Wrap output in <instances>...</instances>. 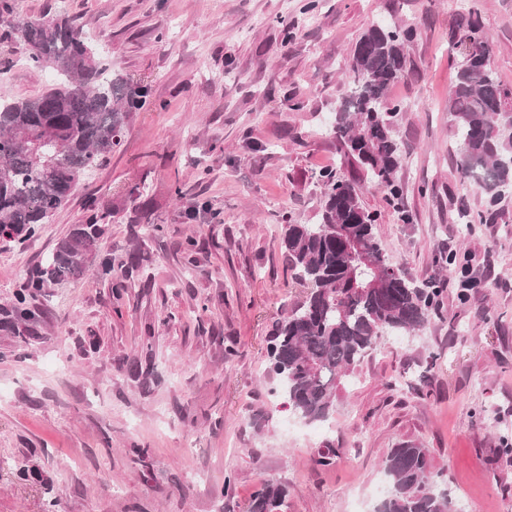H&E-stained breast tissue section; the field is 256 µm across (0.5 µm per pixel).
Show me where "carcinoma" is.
I'll use <instances>...</instances> for the list:
<instances>
[{"label": "carcinoma", "mask_w": 512, "mask_h": 512, "mask_svg": "<svg viewBox=\"0 0 512 512\" xmlns=\"http://www.w3.org/2000/svg\"><path fill=\"white\" fill-rule=\"evenodd\" d=\"M478 0L459 16L465 30L461 61L448 90V115L457 143L463 185L487 199V214L458 210L461 231L495 219L493 207L512 188V86L500 81L487 59L492 45L481 33ZM14 38L27 62L50 70L53 84L41 95L0 100V239L22 244L69 201L80 181L119 146L130 114L142 109L148 89L112 76L111 65L65 15L15 17ZM414 30L387 19L358 38L349 79L329 133L344 160L369 181L397 196L405 157L396 124L402 106L388 89L407 76L406 46ZM323 199L315 224L284 227L282 247L305 300L288 310L268 347L276 391L294 415L313 424L336 407L343 377L392 336L418 335L438 310L446 278L417 282L392 266L380 249L376 220L362 205L360 184L334 171L318 174ZM95 217L75 224L40 263L30 288L16 294L12 317L33 319L31 291L76 280L100 268ZM372 280L378 286L370 288ZM388 491L373 512H461L436 469L430 450L410 441L390 449L383 466ZM287 490L263 485L248 512H280Z\"/></svg>", "instance_id": "1"}]
</instances>
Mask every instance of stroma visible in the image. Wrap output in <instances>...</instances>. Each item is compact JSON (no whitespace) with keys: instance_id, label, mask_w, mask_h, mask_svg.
I'll use <instances>...</instances> for the list:
<instances>
[{"instance_id":"35a3bbf8","label":"stroma","mask_w":512,"mask_h":512,"mask_svg":"<svg viewBox=\"0 0 512 512\" xmlns=\"http://www.w3.org/2000/svg\"><path fill=\"white\" fill-rule=\"evenodd\" d=\"M304 2L10 0L17 16L66 12L113 74L147 83L150 104L34 240L0 249V313L72 225L105 215L98 254L112 264L38 292L33 322L0 325V512H246L267 482L287 488L282 512H371L401 441L430 449L461 512H512V460L493 453L512 437V198L461 234L458 203L478 214L486 202L460 182L448 120L469 0H315L307 14ZM479 9L512 85V0ZM384 15L416 29L409 75L387 93L403 107V199L394 208L365 181L362 202L411 278L453 251L481 282L463 304L448 281L442 318L366 357L329 420L307 424L273 394L267 359L306 295L282 229L317 221V176L340 166L327 126L349 57ZM26 54L1 21L0 99L51 83ZM328 447L335 464L318 466Z\"/></svg>"}]
</instances>
